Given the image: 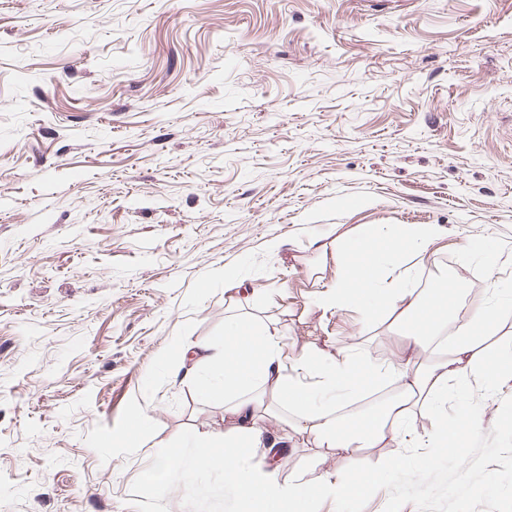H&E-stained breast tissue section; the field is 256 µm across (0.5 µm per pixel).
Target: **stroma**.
I'll use <instances>...</instances> for the list:
<instances>
[{
  "mask_svg": "<svg viewBox=\"0 0 512 512\" xmlns=\"http://www.w3.org/2000/svg\"><path fill=\"white\" fill-rule=\"evenodd\" d=\"M368 224L446 226L416 284L498 296L512 346V0H0V512H238L222 473L146 480L224 429L177 347L239 315L401 353L388 318L309 306ZM294 420L255 467L347 465Z\"/></svg>",
  "mask_w": 512,
  "mask_h": 512,
  "instance_id": "35a3bbf8",
  "label": "stroma"
}]
</instances>
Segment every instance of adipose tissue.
I'll return each instance as SVG.
<instances>
[{
	"label": "adipose tissue",
	"instance_id": "adipose-tissue-1",
	"mask_svg": "<svg viewBox=\"0 0 512 512\" xmlns=\"http://www.w3.org/2000/svg\"><path fill=\"white\" fill-rule=\"evenodd\" d=\"M446 234V228L439 224H382L339 238L334 256L336 274L322 284L311 301L324 319L344 310L358 313L365 321L394 317L413 347L396 361L379 364L356 353L338 363L304 349L292 355L277 328L244 318L229 319L223 335L211 343L218 375L198 381L201 390L223 394L229 426L223 435L192 440L189 450L162 458L149 482L165 483L179 474L219 470L233 483L243 512H307L306 504L314 497L343 499L375 489L376 471L372 468L350 466L315 482L298 477L282 482L276 470L255 469L246 459L245 449L260 441L270 448L277 444L274 437L263 434V423L253 404L256 392L270 395L293 411L299 430L313 435L320 447L353 453L402 437L415 453L408 459L390 460V467L413 474L431 470L434 461L427 448L454 449L462 433L444 422L433 431L417 432L412 426L416 408L444 411L451 383L472 378L489 383L512 375L511 352H490L482 346L497 325L493 305L456 326L447 355L425 366L417 362L416 349L432 348L440 331L447 328L448 315L456 311L463 285L442 274L432 289L415 288L409 261L426 260L430 248ZM290 361L297 369L293 376L286 372ZM355 365L365 379L391 385L395 394L388 401L368 404L349 419L340 414L336 401L358 395L350 377Z\"/></svg>",
	"mask_w": 512,
	"mask_h": 512
}]
</instances>
